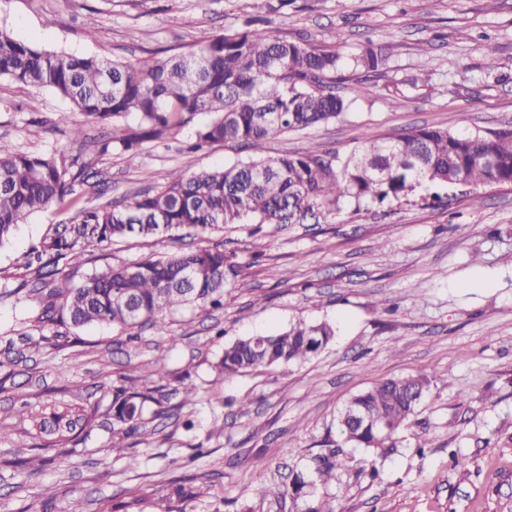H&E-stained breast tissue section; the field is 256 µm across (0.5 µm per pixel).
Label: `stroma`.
<instances>
[{
    "label": "stroma",
    "instance_id": "35a3bbf8",
    "mask_svg": "<svg viewBox=\"0 0 512 512\" xmlns=\"http://www.w3.org/2000/svg\"><path fill=\"white\" fill-rule=\"evenodd\" d=\"M260 18L279 36L348 57L366 41L388 46L391 69L350 76L342 121L270 140L266 155L313 151L348 157L364 138L420 126L451 131L512 127V0H0V28L40 48L121 61L196 49L245 20ZM94 37H86V28ZM499 77L485 69L487 56ZM420 76L399 106V81ZM69 104L49 90L0 77V140L51 154L67 135L55 126ZM84 159L102 193L77 189L68 206L31 214L0 243V350L20 353L0 368V512H26L45 487V512H301L254 483L308 472L336 438L342 405L378 380L427 372L430 392L386 452L346 448L332 483L317 496L336 512H512V189L463 190L451 206L413 197L384 204L345 202L320 223L228 224L208 240L188 231L130 236L89 246L72 282L105 265L217 245L243 267L224 307L191 304L127 335L110 325L46 328L51 343L28 348L38 302L22 283L25 258L83 207L115 202L193 172L248 160L249 150L217 143L191 151V127L147 143L136 164L96 144L111 129L87 126ZM327 321L335 336L301 365L226 376L225 343L272 335L296 319ZM178 345H170V335ZM159 360L149 436L111 447L112 384ZM197 392L186 402V387ZM250 400L249 413L240 403ZM82 404L95 413L68 444L70 464L34 435L22 405L51 411ZM427 431L430 445L416 450ZM41 451L34 474L19 462Z\"/></svg>",
    "mask_w": 512,
    "mask_h": 512
}]
</instances>
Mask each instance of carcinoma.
I'll return each mask as SVG.
<instances>
[{"mask_svg": "<svg viewBox=\"0 0 512 512\" xmlns=\"http://www.w3.org/2000/svg\"><path fill=\"white\" fill-rule=\"evenodd\" d=\"M389 54L369 41L359 53L343 58L289 41L270 28L247 24L226 31L183 55L137 64L105 56L76 57L64 51L40 50L0 28V77L66 100L71 111L92 124H112L102 151L113 150L133 163L143 144L160 140L196 115L210 119L193 133L190 148L234 142L253 156L232 166L188 173L172 171L154 191L136 194L105 207L83 208L62 232L45 238L37 258L49 259L26 281L38 295L35 318L39 338L55 323L57 307L74 326L109 324L124 331L148 323L164 326L165 317L202 302L224 306V295L239 281L242 266L235 256L215 247H199L168 257L109 265L72 285L56 278L57 264L84 260V244L108 243L130 235H156L186 229L199 235L224 224L257 220L285 224L309 216L337 212L347 200L383 203L408 196L418 187L480 186L512 188V128L485 132H450L422 126L366 143L342 161L336 155L312 152L277 158L262 156L267 141L341 121L351 101L338 91L336 74L343 70L384 74ZM90 162L23 152L0 140V244L30 214L60 207L75 185L94 188L98 182ZM335 335L328 322L302 318L272 336H247L224 345L219 367L227 376L281 364H302ZM161 374L158 363L144 367L138 379L113 387L112 433L147 434L144 406L159 403L152 387ZM429 379L423 373L380 380L352 396L337 419L341 443L315 459L316 479L301 473L288 484L264 482L266 464L255 463V480L277 501L302 499L303 512H335L316 496L313 486L336 479L343 446L386 450L418 410ZM54 443L70 441L76 422H90L85 407L52 413Z\"/></svg>", "mask_w": 512, "mask_h": 512, "instance_id": "obj_1", "label": "carcinoma"}]
</instances>
